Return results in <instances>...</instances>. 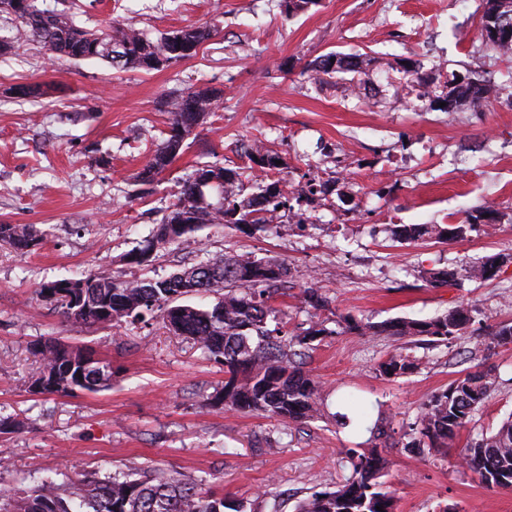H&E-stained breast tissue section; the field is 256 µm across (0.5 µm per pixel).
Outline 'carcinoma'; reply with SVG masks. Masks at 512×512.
<instances>
[{
    "mask_svg": "<svg viewBox=\"0 0 512 512\" xmlns=\"http://www.w3.org/2000/svg\"><path fill=\"white\" fill-rule=\"evenodd\" d=\"M482 26L486 41L499 53L512 50V0H482ZM0 13L14 17V41L0 40V54L25 41L38 42L60 58L101 60L122 70H162L190 59L208 40L213 28L186 26L161 33L153 39L132 24L114 23L98 30L77 25L70 7L40 9L35 0H0ZM323 56L312 67L318 80L336 73H362L353 57ZM411 85L426 86L430 106L446 103L447 111L461 101L476 104L486 99L483 80L467 73L461 81L441 82L435 75L417 69L404 70ZM220 93L198 87L170 95L166 101L170 131L155 145L138 175V182L151 184L180 155L185 140L204 126L218 108ZM244 153L261 170L278 168L280 156L270 150L247 145ZM197 171L210 175L215 183H201L191 175L182 184L175 202L157 225L153 240L125 256L129 265L149 264L155 252L191 237L203 224L227 228H248L252 235L276 228L269 218L284 211L294 213L291 200L307 202L326 191V184L310 178L295 192L288 183L274 179L257 186V192L244 195V173L218 165H202ZM475 228L472 223L394 224L393 241L415 243L425 237L439 242L463 240ZM0 240L19 251H30L41 238L27 224H0ZM512 259L498 255L472 266L475 278L489 279L494 263ZM464 269L442 268L429 272L433 288L453 284ZM288 265L277 258H256L249 254H206L190 266L168 277L136 279L117 283L100 274L64 279L44 284L40 294L52 299L67 321L78 325L146 321L160 315L172 332L192 338L203 354L224 366V388L211 398L214 406L227 411L257 413L285 423L304 422L321 414L322 386L306 370L314 342L334 334L320 320L311 321L299 334L288 332L285 313L273 306L276 296L288 295L285 288ZM209 293L215 297L205 308L180 303L191 294ZM303 301L316 311L326 310L331 299L318 288L303 291ZM471 321L470 310L460 306L426 319L397 318L382 323L362 319L346 320V331L359 336L426 337L436 345L448 344ZM497 346L512 343V325H499L489 333ZM41 355V366L34 382L52 378L55 385L47 394L72 395L77 391L98 392L112 382V365L92 358L78 347L54 338L34 344ZM417 359L401 352L389 355L378 365L379 374L390 379L413 373ZM494 369L468 371L448 387L434 393L422 404L409 428L404 448L426 458L448 447L461 429L495 390ZM352 474L334 490L312 493L301 499L295 512H392L393 498L379 478L387 460L377 447L368 451L348 450ZM465 465L488 488L512 484V414L497 430L472 441L463 451ZM207 479H183L161 467H147L126 473L115 471L102 477L86 475L60 483L43 482L30 490H0V512H243V505L205 488Z\"/></svg>",
    "mask_w": 512,
    "mask_h": 512,
    "instance_id": "obj_1",
    "label": "carcinoma"
}]
</instances>
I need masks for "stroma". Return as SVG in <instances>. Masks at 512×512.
Segmentation results:
<instances>
[{"label": "stroma", "mask_w": 512, "mask_h": 512, "mask_svg": "<svg viewBox=\"0 0 512 512\" xmlns=\"http://www.w3.org/2000/svg\"><path fill=\"white\" fill-rule=\"evenodd\" d=\"M87 28L132 21L150 37L214 26L197 56L161 70L118 73L97 60L58 59L39 43L0 55V224H29L40 248L0 242V414L20 423L0 434V489L80 474L150 466L204 476L245 512H294L312 492L351 474L347 451L371 448L380 423L392 435L382 454L394 512H512V488L489 489L461 461L465 446L512 414V344L488 335L512 324V262L491 279L433 288L431 270L512 253V57L482 35L481 0H320L290 16L282 0H76ZM361 54L362 90L344 78L319 84L309 69L329 53ZM442 79L476 72L488 102L480 112L436 110L404 83V63ZM223 99L199 136L148 186L135 177L169 130L162 101L201 84ZM37 84L36 98H15ZM262 141L283 159L281 177L334 182L308 209V225L282 221L258 236L206 224L149 268L123 257L149 239L182 180L204 163L254 170L242 145ZM496 212L462 241L393 242V224H461ZM251 253L288 264L291 288L275 304L289 329L312 315L332 336L307 368L323 389L322 417L284 423L228 412L207 400L224 385L222 365L161 317L146 324L75 325L44 298L42 284L90 272L115 280L163 277L204 253ZM315 287L332 300L320 313L302 301ZM458 306L472 320L448 344L343 332L345 318L374 323L428 319ZM80 346L112 366V385L74 396L30 392L40 365L36 340ZM417 357L411 375L387 379L389 354ZM498 385L442 455L420 459L404 431L436 391L478 364ZM347 416L348 424L337 421Z\"/></svg>", "instance_id": "35a3bbf8"}]
</instances>
